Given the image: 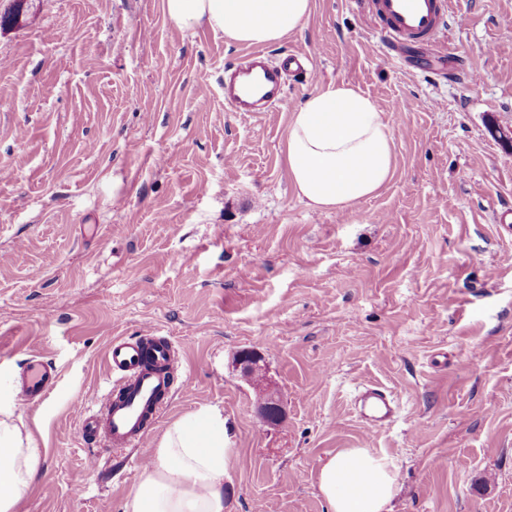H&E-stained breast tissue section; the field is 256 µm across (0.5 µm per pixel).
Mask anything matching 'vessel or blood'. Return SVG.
<instances>
[{
  "instance_id": "1",
  "label": "vessel or blood",
  "mask_w": 512,
  "mask_h": 512,
  "mask_svg": "<svg viewBox=\"0 0 512 512\" xmlns=\"http://www.w3.org/2000/svg\"><path fill=\"white\" fill-rule=\"evenodd\" d=\"M369 10L390 47L433 46L449 22L452 0H368ZM294 52L271 62L263 51L247 54L243 63L224 77V103L230 111L257 115L285 101V76L299 64ZM112 383L89 410L80 430L82 440L104 451L142 444L174 394L173 375L182 366L174 342L155 329L136 336L112 337L106 354ZM59 372L54 362L33 355L23 365L24 397L39 401L55 388ZM357 415L373 429L393 419L395 403L385 388L372 385L356 397Z\"/></svg>"
}]
</instances>
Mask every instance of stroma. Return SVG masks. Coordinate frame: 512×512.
Masks as SVG:
<instances>
[{
  "mask_svg": "<svg viewBox=\"0 0 512 512\" xmlns=\"http://www.w3.org/2000/svg\"><path fill=\"white\" fill-rule=\"evenodd\" d=\"M435 50L395 53L365 0H312L265 46L307 56L286 104H224L223 36L161 0H24L0 30V397L40 448L16 512H120L170 424L211 406L232 451L225 512H327L316 476L347 448L386 456L392 512H512V0H455ZM380 106L395 171L342 212L301 201L295 105L338 83ZM155 328L182 358L138 447L89 461L77 428L110 382L111 337ZM258 359L245 378L241 351ZM59 369L22 398L30 354ZM399 405L367 431L355 397ZM283 420L259 413L265 391Z\"/></svg>",
  "mask_w": 512,
  "mask_h": 512,
  "instance_id": "obj_1",
  "label": "stroma"
}]
</instances>
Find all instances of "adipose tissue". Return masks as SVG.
<instances>
[{
	"label": "adipose tissue",
	"mask_w": 512,
	"mask_h": 512,
	"mask_svg": "<svg viewBox=\"0 0 512 512\" xmlns=\"http://www.w3.org/2000/svg\"><path fill=\"white\" fill-rule=\"evenodd\" d=\"M175 27L223 35L230 45H269L300 30L312 0H161ZM286 163L298 197L320 211H342L375 196L395 168L393 135L377 104L359 89L332 85L308 95L288 125ZM231 453L220 410L202 407L175 421L153 450L121 512H224ZM32 434L0 405V512H15L36 478ZM329 512H391L396 472L383 457L349 448L317 473Z\"/></svg>",
	"instance_id": "1"
}]
</instances>
